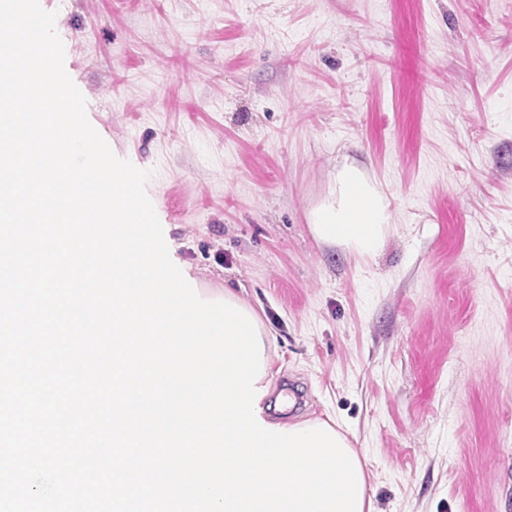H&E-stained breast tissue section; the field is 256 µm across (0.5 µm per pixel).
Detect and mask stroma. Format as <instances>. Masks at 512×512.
<instances>
[{
  "label": "stroma",
  "instance_id": "obj_1",
  "mask_svg": "<svg viewBox=\"0 0 512 512\" xmlns=\"http://www.w3.org/2000/svg\"><path fill=\"white\" fill-rule=\"evenodd\" d=\"M40 3L177 257L273 332V417L342 420L373 512H512V0ZM352 160L372 259L307 222Z\"/></svg>",
  "mask_w": 512,
  "mask_h": 512
}]
</instances>
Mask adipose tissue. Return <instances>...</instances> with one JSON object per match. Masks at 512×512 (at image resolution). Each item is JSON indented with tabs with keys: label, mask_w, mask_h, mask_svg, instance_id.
I'll use <instances>...</instances> for the list:
<instances>
[{
	"label": "adipose tissue",
	"mask_w": 512,
	"mask_h": 512,
	"mask_svg": "<svg viewBox=\"0 0 512 512\" xmlns=\"http://www.w3.org/2000/svg\"><path fill=\"white\" fill-rule=\"evenodd\" d=\"M307 219L318 243L363 259L382 251L393 222L386 194L354 162L337 169L328 195L310 210Z\"/></svg>",
	"instance_id": "1"
}]
</instances>
